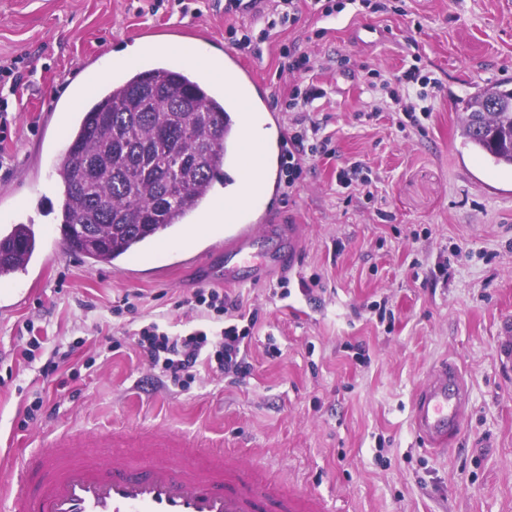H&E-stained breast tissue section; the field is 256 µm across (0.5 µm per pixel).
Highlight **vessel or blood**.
Wrapping results in <instances>:
<instances>
[{"label": "vessel or blood", "mask_w": 512, "mask_h": 512, "mask_svg": "<svg viewBox=\"0 0 512 512\" xmlns=\"http://www.w3.org/2000/svg\"><path fill=\"white\" fill-rule=\"evenodd\" d=\"M219 72L225 112L260 114L270 132L268 141L253 149L245 126L228 121L227 163L239 169L242 154L252 151L264 189L279 197L286 133L271 106L269 86L232 49L210 58L199 75ZM215 215L224 219L225 237L195 256L208 268L210 282L256 286L294 269L298 231L284 224L279 212L248 207L228 190L209 193L191 220L203 224ZM468 401L461 369L452 361L441 363L411 406L414 432L428 451L445 449L460 438ZM120 441L135 442L138 452L101 456V449ZM80 443L88 445V452H75ZM7 497L13 512H327L319 495L277 491L264 468L244 465L223 440H191L159 428L92 437L60 433L43 459L0 463V500Z\"/></svg>", "instance_id": "obj_1"}]
</instances>
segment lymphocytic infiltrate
<instances>
[{"label":"lymphocytic infiltrate","instance_id":"1","mask_svg":"<svg viewBox=\"0 0 512 512\" xmlns=\"http://www.w3.org/2000/svg\"><path fill=\"white\" fill-rule=\"evenodd\" d=\"M343 8L342 0H257L252 9L255 27L231 25L225 33L232 48L249 53L259 43L270 41L279 27L296 25L303 12L328 17ZM280 59V71L288 72L294 79L287 97L280 103L283 111L293 115L282 168L285 183L292 187L300 181L306 159L328 154L330 141L320 137L321 125L310 115L312 103L324 97V89L297 80L298 75L319 68V61L295 44L281 47ZM431 83L430 76L414 67L392 74L382 83L388 96L379 99L378 104L403 113L410 122H417L418 118L430 115L424 102ZM179 305L221 322L222 327L213 333L197 330L185 336L165 332L155 322L140 328L133 334L132 343L136 353L154 370L157 381L175 390L187 388L203 369L235 382L248 376L252 364L246 339L259 321L257 310L245 307L239 298L214 289L192 291Z\"/></svg>","mask_w":512,"mask_h":512}]
</instances>
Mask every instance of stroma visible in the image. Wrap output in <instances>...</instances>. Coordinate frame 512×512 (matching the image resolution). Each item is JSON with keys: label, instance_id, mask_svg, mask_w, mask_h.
<instances>
[{"label": "stroma", "instance_id": "obj_1", "mask_svg": "<svg viewBox=\"0 0 512 512\" xmlns=\"http://www.w3.org/2000/svg\"><path fill=\"white\" fill-rule=\"evenodd\" d=\"M191 3L186 14L164 6L141 15L139 0H0V63L25 60L0 144V225L14 222L15 199L57 200L54 163L69 145L61 128L90 94L85 63L108 69V55L137 43L142 29L173 25L193 26L203 48L220 54L223 10L216 0ZM365 23L386 41L355 43ZM294 41L324 63L305 79L326 91L314 106L333 152L309 159L301 186L285 192L287 223L304 227L287 293L269 281L228 289L259 311L251 374L234 382L203 372L171 391L124 341L153 321L174 334L210 328L177 302L200 287L191 259L218 225L151 247L124 274L52 246L59 226L36 211L40 251L0 305V453L45 456L68 427L202 431L285 488L323 496L329 512H512V369L500 363L497 336L512 318V169L461 134L471 97L512 89V0H404L399 15L350 0L327 19L303 13L243 57L273 97L288 92L279 49ZM414 65L437 81L423 129L400 127L388 110L371 116L375 74ZM355 160L369 171L373 199L336 184L337 168ZM124 297L134 311L115 314ZM29 336L43 343L25 359ZM59 344L74 346L73 363L43 377ZM446 360L464 370L469 404L457 448L436 457L414 434L410 408ZM38 397L54 415L26 421Z\"/></svg>", "mask_w": 512, "mask_h": 512}]
</instances>
